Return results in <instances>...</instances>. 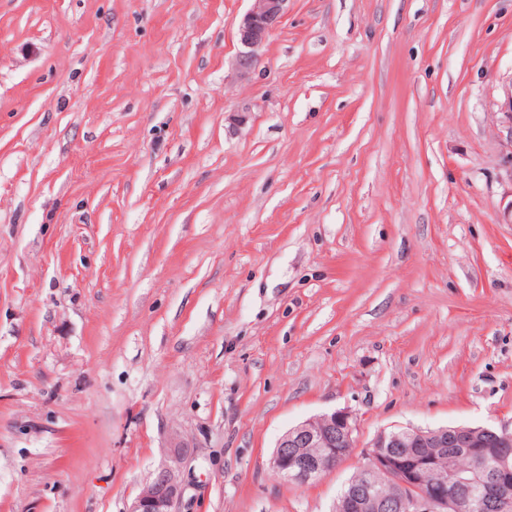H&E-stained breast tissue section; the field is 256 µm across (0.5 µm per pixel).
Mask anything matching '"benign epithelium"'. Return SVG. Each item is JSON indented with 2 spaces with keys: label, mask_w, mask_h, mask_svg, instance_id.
Wrapping results in <instances>:
<instances>
[{
  "label": "benign epithelium",
  "mask_w": 512,
  "mask_h": 512,
  "mask_svg": "<svg viewBox=\"0 0 512 512\" xmlns=\"http://www.w3.org/2000/svg\"><path fill=\"white\" fill-rule=\"evenodd\" d=\"M288 0H252L237 30L242 50L237 67L247 75L259 50L283 18ZM356 414L334 409L290 428L278 441L272 467L302 485L334 470L342 448H355ZM512 447V430L484 426L406 428L380 432L362 452V480L341 497L339 512H512V465L500 448ZM321 452H315V449ZM423 448H446L434 457ZM471 457L466 473L454 466V449ZM186 449H174L173 464L157 469L136 496L129 512H177L183 483L179 465ZM390 493L380 491L382 484Z\"/></svg>",
  "instance_id": "obj_1"
}]
</instances>
